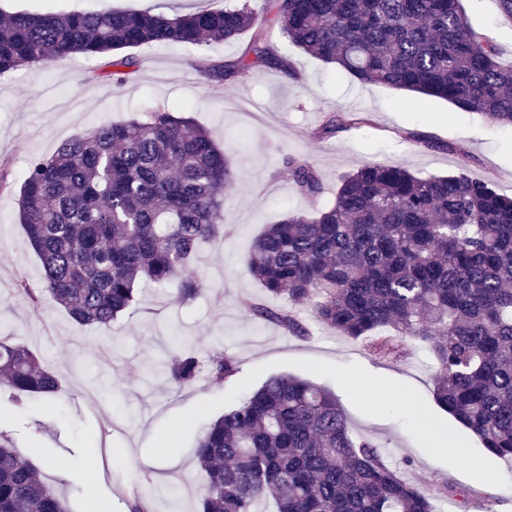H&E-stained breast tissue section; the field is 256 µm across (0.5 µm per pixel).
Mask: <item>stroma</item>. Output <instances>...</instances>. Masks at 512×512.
I'll list each match as a JSON object with an SVG mask.
<instances>
[{"label":"stroma","mask_w":512,"mask_h":512,"mask_svg":"<svg viewBox=\"0 0 512 512\" xmlns=\"http://www.w3.org/2000/svg\"><path fill=\"white\" fill-rule=\"evenodd\" d=\"M224 0H0V17L17 11L65 13L152 9L167 14L223 6ZM476 31L489 30L500 45V60L512 63V21L500 15L496 0H462ZM261 33L279 54L296 63L298 76L266 66L249 78L228 81L212 93L196 63L238 58L253 38L203 47L159 44L137 50L140 66L130 80L113 83L101 59L76 55L49 67H24L0 75V159H7L14 183H22L29 164L52 154L62 143L89 132L99 122L127 121L158 105L184 104L192 119L231 145L230 162L240 175L227 188L222 221L228 234L222 245L203 244L188 264L185 278L200 281L203 293L186 303L172 302L160 288L143 289L137 310L114 322L110 332L76 328L53 302L31 308L16 292L24 277L38 282L41 262L29 247L18 221L16 194H0V334L39 352L61 379L52 402L22 408L8 401L0 381V414L9 416L0 433L19 447L39 443L43 481L62 498L67 512H128L137 495L151 512H168L170 490H177L180 512H197L205 473L195 462V440L173 459L156 461L146 448L171 415L200 401L224 395L229 384L199 379L176 390L163 378L162 366L173 333L191 337L201 354L233 357L240 374L267 365L268 376H302L296 359L334 364L357 363L372 374L407 383L427 404H434L436 367L421 349L399 359H379L364 344L350 341L330 326L310 323L304 338L253 318L246 302L265 300L257 282L244 271L251 244L267 225L287 213L325 206L336 195L340 177L366 162L400 164L418 175H455L490 181L512 195V127L463 112L444 100L364 84L332 66L300 55L284 38L275 13L264 12ZM370 113L368 125L339 129L326 137L317 131L337 112ZM299 155L315 164L324 190L316 202L299 195L284 163ZM314 383L333 392L355 434L374 442L387 463L410 481L431 485L446 481L467 489L468 502L437 500L436 512H512V484L478 482L427 455L400 421L359 412L332 379ZM102 454L103 475L95 488L78 479V464L88 442Z\"/></svg>","instance_id":"1"}]
</instances>
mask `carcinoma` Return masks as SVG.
Instances as JSON below:
<instances>
[{
  "label": "carcinoma",
  "mask_w": 512,
  "mask_h": 512,
  "mask_svg": "<svg viewBox=\"0 0 512 512\" xmlns=\"http://www.w3.org/2000/svg\"><path fill=\"white\" fill-rule=\"evenodd\" d=\"M281 31L300 53L362 83L440 98L496 124L512 125V66L489 32H477L460 0H275ZM250 0L183 15L100 8L15 12L0 22V75L46 67L72 55L104 57L117 83L138 59L124 50L152 44L207 46L259 25ZM278 64L255 41L229 63L201 58L215 90ZM370 122L341 111L326 136ZM297 191L322 192L318 169L285 158ZM238 179L209 131L164 105L124 123L101 122L30 163L18 220L41 261L36 284L17 293L50 300L78 327L108 331L140 304V288L196 298L182 272L204 242H224V189ZM247 273L284 305L249 303L257 319L290 336L309 335L302 313L360 340L380 359L425 347L437 369L435 398L490 454L512 459V197L467 175L419 177L401 166L365 164L344 175L335 202L291 212L254 239ZM175 389L205 373L222 384L237 361H201L191 341L171 337ZM20 405L50 399L57 377L32 349L0 336V376ZM0 434V512H66L33 457ZM207 476L200 512H434L453 491L403 478L378 446L354 434L336 396L309 380H267L224 411L197 441Z\"/></svg>",
  "instance_id": "1"
}]
</instances>
